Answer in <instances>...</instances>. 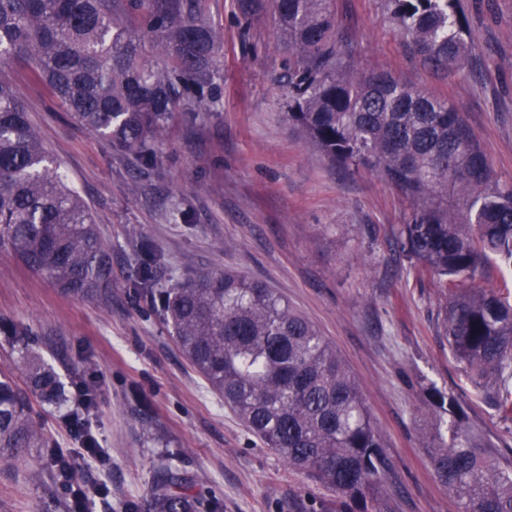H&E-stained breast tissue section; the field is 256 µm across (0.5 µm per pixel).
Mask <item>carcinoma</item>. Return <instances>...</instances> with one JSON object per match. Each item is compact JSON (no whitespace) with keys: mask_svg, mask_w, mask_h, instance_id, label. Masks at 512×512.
Masks as SVG:
<instances>
[{"mask_svg":"<svg viewBox=\"0 0 512 512\" xmlns=\"http://www.w3.org/2000/svg\"><path fill=\"white\" fill-rule=\"evenodd\" d=\"M386 2L424 65L461 68L470 50L461 0ZM237 3L246 22L264 8ZM273 18L291 49L289 121L333 162L369 167L408 198L400 237L443 288L441 336L476 394L512 421V294L482 285L492 261L512 264V182L495 177L448 101L337 49L333 0H274ZM223 45L202 0H0V66L27 65L71 119L146 166L160 161L155 144L181 102L203 101ZM0 248L66 296L108 300L112 260L93 215L2 79ZM159 262H141L135 291L224 405L288 467L335 494L329 512H396L390 460L336 348L262 281L202 270L157 288ZM25 357L24 385L0 370L1 462L48 447L32 402L73 401L79 426L94 404L88 389L69 397L35 352ZM425 400L430 462L460 512H512V465L489 454L456 396L431 386ZM146 512H199V500L165 466Z\"/></svg>","mask_w":512,"mask_h":512,"instance_id":"1","label":"carcinoma"}]
</instances>
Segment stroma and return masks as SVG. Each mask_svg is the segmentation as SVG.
<instances>
[{
  "instance_id": "obj_1",
  "label": "stroma",
  "mask_w": 512,
  "mask_h": 512,
  "mask_svg": "<svg viewBox=\"0 0 512 512\" xmlns=\"http://www.w3.org/2000/svg\"><path fill=\"white\" fill-rule=\"evenodd\" d=\"M336 39L358 64L445 98L483 146L496 177L512 182V0H464L471 53L454 74L414 55L385 0H335ZM224 32L215 61L217 103L187 121L175 113L156 145L158 166L77 125L27 66L0 67L24 99L44 146L92 211L112 259L108 305L63 296L0 249V320L24 328L67 390L88 384L100 458L84 454L64 418L45 413L55 446L76 460L75 486L107 493L92 512H129L151 494L166 462L218 512H320L329 491L289 469L211 391L168 326L133 289L148 253L157 285L200 268L260 279L308 319L359 383L392 466L397 512H459L436 480L423 436L433 385L464 404L493 453L512 463V422L475 396L437 332L441 291L396 242L410 203L369 169L334 164L288 121V54L270 12L251 25L236 0H204ZM137 192H129L130 184ZM32 448L0 465V512H66L70 496ZM43 472L41 482L30 473Z\"/></svg>"
}]
</instances>
